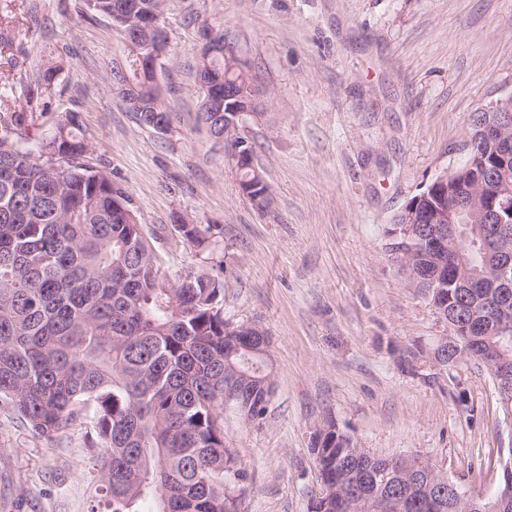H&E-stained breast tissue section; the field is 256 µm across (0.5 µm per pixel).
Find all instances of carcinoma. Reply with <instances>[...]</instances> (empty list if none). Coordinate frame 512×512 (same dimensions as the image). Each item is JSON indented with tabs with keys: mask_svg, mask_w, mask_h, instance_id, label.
I'll return each mask as SVG.
<instances>
[{
	"mask_svg": "<svg viewBox=\"0 0 512 512\" xmlns=\"http://www.w3.org/2000/svg\"><path fill=\"white\" fill-rule=\"evenodd\" d=\"M108 19L129 53L110 68L109 79L124 105L138 104L140 118L172 116L157 74L149 67L152 42L136 30L135 16H112L116 0H87ZM0 58L17 66L14 36L0 26ZM66 60H42L25 70L24 102L0 83V400L31 432L54 441L76 424L85 426L94 495L89 512H140L145 500L155 512H238L247 473L224 447V405L248 421L263 417L270 400L266 355H252L254 340L224 325L217 276L196 272L166 282L157 254L127 205L125 191L106 173L81 162L87 150L79 113L53 103L65 79ZM236 85L232 111L260 93L238 57L199 53L195 71ZM206 129L222 141L224 114H208ZM249 153L234 167L249 201L262 210L270 191L254 167L255 144L236 138ZM496 152L479 142L467 150L464 183L479 179ZM183 238L202 251L211 242L198 224L178 225ZM416 278L408 282L434 298L433 255L411 258ZM482 315L485 294L448 289V307ZM495 324L480 336L455 326L453 350L479 363L500 347ZM438 347L420 343L398 358L401 370L433 362ZM336 445L314 460L327 488L310 512H413L426 482L444 478L425 472L424 459L392 466L393 477L378 487L380 500L366 506L363 488L369 457L336 424Z\"/></svg>",
	"mask_w": 512,
	"mask_h": 512,
	"instance_id": "cac0c4a2",
	"label": "carcinoma"
}]
</instances>
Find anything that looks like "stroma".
I'll use <instances>...</instances> for the list:
<instances>
[{"mask_svg": "<svg viewBox=\"0 0 512 512\" xmlns=\"http://www.w3.org/2000/svg\"><path fill=\"white\" fill-rule=\"evenodd\" d=\"M19 55L67 59L57 98L79 111L85 160L126 192L168 281L224 282V318L268 337L274 392L260 420L224 408V445L245 468L240 512H308L311 451L333 418L357 447L420 456L463 489L495 494L512 460V414L488 370L401 372L396 357L445 332L409 288L383 225L466 161L473 112L512 96V0H170L158 72L175 119L156 133L126 111L106 70L127 48L86 0H24ZM224 32L262 91L242 135L271 188L244 196L223 143L196 121L203 29ZM201 225L199 252L176 228ZM83 427L48 443L0 402V512H89Z\"/></svg>", "mask_w": 512, "mask_h": 512, "instance_id": "1", "label": "stroma"}]
</instances>
